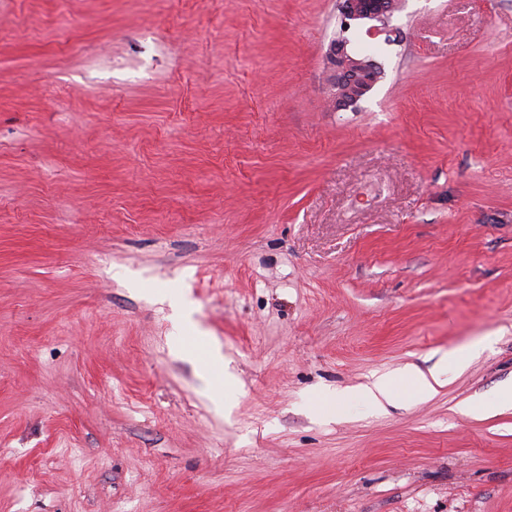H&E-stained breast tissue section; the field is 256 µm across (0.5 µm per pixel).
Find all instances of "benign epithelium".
Wrapping results in <instances>:
<instances>
[{
	"label": "benign epithelium",
	"instance_id": "obj_1",
	"mask_svg": "<svg viewBox=\"0 0 512 512\" xmlns=\"http://www.w3.org/2000/svg\"><path fill=\"white\" fill-rule=\"evenodd\" d=\"M396 8L392 0H382L371 11L361 9L359 0H336L339 32L330 39L325 52L327 86L332 106L343 110L356 104L377 83L374 75L378 63L352 54L348 50L349 41L344 34L355 20H378L384 22Z\"/></svg>",
	"mask_w": 512,
	"mask_h": 512
}]
</instances>
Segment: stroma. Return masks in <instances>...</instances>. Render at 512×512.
Segmentation results:
<instances>
[{
	"instance_id": "stroma-1",
	"label": "stroma",
	"mask_w": 512,
	"mask_h": 512,
	"mask_svg": "<svg viewBox=\"0 0 512 512\" xmlns=\"http://www.w3.org/2000/svg\"><path fill=\"white\" fill-rule=\"evenodd\" d=\"M390 25L0 0V512H512V0ZM396 7L393 1L384 0L375 10L362 11L357 0H336L339 32L334 33L325 52L329 98L336 110L356 104L378 79L374 75L379 66L376 61L353 55L348 50L349 41L344 34L350 30L351 21L378 20L385 25Z\"/></svg>"
}]
</instances>
